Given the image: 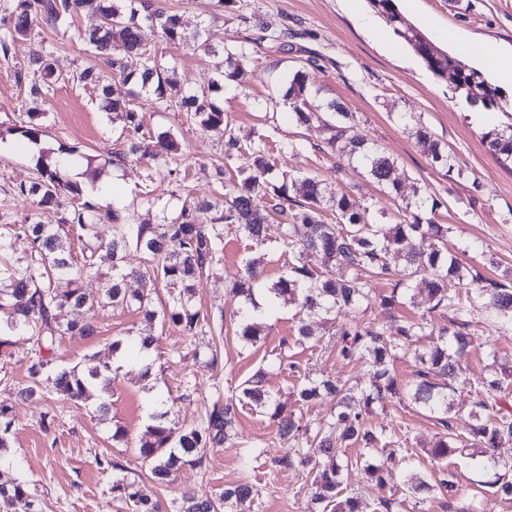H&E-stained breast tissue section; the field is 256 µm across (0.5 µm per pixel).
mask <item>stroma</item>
<instances>
[{"label": "stroma", "instance_id": "35a3bbf8", "mask_svg": "<svg viewBox=\"0 0 512 512\" xmlns=\"http://www.w3.org/2000/svg\"><path fill=\"white\" fill-rule=\"evenodd\" d=\"M154 2L178 14L186 28L208 26L216 43L227 48L245 44L256 37L257 24L265 25L268 40L255 46L252 62L234 81L235 91L223 97L222 105L238 136H247L253 127L265 123L288 138H305L309 147L305 156L279 159V167L296 166L319 173L357 200L372 203L374 218L380 224L389 223L404 200L412 197L414 188H421L441 202L436 218L451 228L449 251L462 254L487 277L512 271V170L504 168L482 140L488 127L503 121V114L471 111L452 83L432 76L411 50H390L385 44V26L372 30L361 20L371 12L367 0H231L223 8L218 7L217 0ZM397 4L416 27H423L430 19L456 30L464 39L488 42L505 53L512 51V0H397ZM97 22L96 16L87 14L42 26L30 38L15 42L8 58L0 57V223L19 220L26 214L27 203L14 196L13 190L32 180L36 163L14 131L18 115L27 107L15 75L30 57L48 49L60 71L99 67V60L79 38L80 32ZM141 35L162 65L177 66L180 80L167 90L168 108H159L147 98L140 101L143 111L151 115V124L172 129L184 159L178 178H157L156 192L173 208L188 189L199 196L218 194L214 175L224 158V133L198 126L176 103L188 88L208 86L219 59L193 44L166 41L148 26L142 27ZM311 56L316 62L307 72L320 100L342 102L356 117V133L376 141L394 158L395 176L403 185L401 195L384 192L364 170L338 166L336 158L318 152L323 141L320 127L305 129L289 123L288 109L270 85L268 74L288 73ZM44 110L42 147H74L87 155L124 148L120 123L102 111L91 87L76 82L58 85ZM420 125L454 154V173L432 164L418 148L415 131ZM76 171L84 189L102 204L112 187V175H119L132 186L126 205L135 208L139 218L156 220L157 210L140 204L147 162L127 163L115 173L82 165ZM251 253L247 241L226 233L221 263L196 286L198 308L223 318L217 367H206L203 358L196 356L200 337L173 327L157 331L152 384L144 385L137 365L125 362L106 395L111 405L108 421L99 419L91 401L75 403L55 395L39 402L26 399L22 390L29 383L31 340L17 335L12 346L0 349V403L11 406L16 420L9 458L0 464V482H26L33 494L32 502H18L15 512H133L113 499L111 486L116 474L99 469L96 457L105 453L118 459L125 477L150 487L138 444L157 398H174L173 417L194 424L204 418L217 394L228 393L263 368L267 371L266 388L285 410H294L291 393L297 377L269 367L281 355L342 380L367 382L366 360L348 363L333 353L294 344L296 321L288 307L268 321L256 345L241 341L235 316L238 303L230 289L242 259ZM488 256L498 261V268L485 265ZM110 274L109 263L99 264L97 271L83 280L89 308L62 312L65 321L93 317L98 332L91 338H67L55 352V364L83 367L91 357L101 364L114 363L113 340L134 336L141 328L143 318L137 311L97 308ZM470 333L472 342L465 361L470 381L488 373V351H495L499 362L512 364V333L495 332L483 309L474 310ZM367 420L373 427L406 438L409 451L404 468L425 474L437 471L438 465L428 453L442 432L435 419L410 405L375 408ZM118 425L126 429L127 441H113L112 432ZM252 443L263 448L265 459L246 468L242 457ZM286 450L268 417L242 410L235 436L223 447L208 449L205 469H181L155 495L163 512H175L182 495L218 494L225 485L247 480L257 485L259 494L246 512H318L302 472L269 474L267 459ZM482 479L478 471L459 467L461 499L480 501L484 512H512V499L494 494L492 488L483 486Z\"/></svg>", "mask_w": 512, "mask_h": 512}]
</instances>
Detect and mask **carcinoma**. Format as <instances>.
Listing matches in <instances>:
<instances>
[{"instance_id": "obj_1", "label": "carcinoma", "mask_w": 512, "mask_h": 512, "mask_svg": "<svg viewBox=\"0 0 512 512\" xmlns=\"http://www.w3.org/2000/svg\"><path fill=\"white\" fill-rule=\"evenodd\" d=\"M391 33L404 43L435 77L457 76L455 90L471 106L487 112H502L508 122L488 129L483 141L502 163L512 161V112L503 89L463 59L435 48L423 33L406 22L395 0H367ZM94 13L99 23L80 34V39L104 65L112 77L133 84L125 100L110 98V86L93 67L76 74V81L99 92L103 109L123 120L125 149L109 156H89L87 166H121L146 156L154 161L142 202L152 209L160 199L155 194L154 175L177 176L168 155L178 144L171 129L157 127L147 134V113L137 99L142 94L158 105L167 104L166 86L175 68L162 66L156 54L140 39L143 21H155L161 37L169 42H190L208 53H217L210 31L204 27L186 31L180 16L163 8L138 9L136 0L121 6L116 0H10L0 18V54L8 57L11 46L34 34L43 25ZM53 52L30 58L17 71V83L24 86L32 107L19 115L17 134L36 143L44 133V113L38 106L66 77L55 71ZM250 61L245 48L226 52L225 67L217 70L208 88L190 91L181 107L198 124L224 132V193L215 201L185 195L178 210L162 213L159 222H139L126 206H102L84 197L81 183L58 158L49 155L38 160L35 176L29 184L14 189V195L31 206L19 224H0V348L11 344L8 336L25 335L33 340L30 357V385L25 394L43 400L53 394L79 402L105 394L112 384V365L95 364L80 369L54 365L53 353L68 336L91 337L97 326L91 320L63 321L60 313L80 309L87 303L80 281L98 261L112 262V275L98 301L100 307L125 306L143 315L145 328L140 340L126 345L112 342V352L128 347L145 353L154 343L156 326L168 325L188 336L215 334L210 315L195 304V283L209 274L224 253V226L258 247L265 243L267 230L276 223L280 228V246L290 261L277 281H265L260 260L247 257L239 268L234 297L239 299L238 336L247 344L260 340L263 321L255 312L261 294L271 304L270 314L281 305L294 308L297 319L295 343H310L315 348L336 349V356L347 362L366 358L370 376L364 386L350 385L324 375L314 368L299 374L300 385L293 392L294 403L309 407L330 395L336 399V412L328 418L306 421L290 412L282 414L280 402L265 388L264 372L259 370L224 398L215 400L199 424L185 425L169 419V411L151 415L152 424L138 447L139 458L148 467L154 483L166 485L182 468H204L206 451L224 444L234 431L238 416L248 407L268 416L277 425L280 438L288 441L284 454L271 459V470H301L319 512H362L361 496H343V474L361 466L370 485L380 491L387 488L391 467L402 450L403 441L367 423V415L376 407L389 404L413 405L429 414L443 427L429 453L440 461L464 457L472 465L492 473L487 486L503 497H512V460L498 456L497 448L512 442V412L504 411L499 401L512 395V366L502 365L488 377L471 386L461 378V364L468 353L471 308L473 302L491 316L503 331H512V278L495 280L482 277L473 266L448 252L450 227L439 224L435 214L440 206L436 198L417 197L399 209L389 224L375 223L370 205L360 203L343 190H333L325 180L296 169L275 170L273 155L297 159L308 152L303 139L280 137L273 126L252 130L242 139L234 133L224 109L211 100V94L224 90ZM282 98L288 102V116L299 126L319 124L325 147L338 158L356 163L380 186L400 194L401 182L393 177L395 160L378 144L354 131V116L335 102L316 103V95L307 84L306 67L295 68L287 76H275ZM417 144L435 165L451 173L454 156L428 128L416 131ZM152 147L145 146V138ZM56 208L66 216L56 224H46L40 212ZM215 210L211 224L196 223V214ZM112 225V239L98 240L95 228ZM25 236L33 252L25 258H9L11 238ZM90 236L94 242L82 251V262L75 261L71 238ZM430 240L429 248L422 247ZM133 248L153 263L143 272L123 265L128 249ZM346 275L335 277L331 267ZM368 272L375 280L385 281L391 291L374 295L361 278ZM65 279L68 288L57 287ZM458 280L464 292L451 294L447 283ZM137 287H130V283ZM170 289V302L162 311L154 308L158 283ZM426 291L430 307L418 317L408 318L400 307L414 300L416 287ZM377 303L380 317L367 321L342 323L328 341L314 332V326L335 323L347 308L360 309ZM447 319L434 321L433 314ZM427 346L416 342L425 337ZM400 360L413 361V379L404 380L396 372ZM468 389L470 423L466 434L455 431L453 394L457 385ZM13 416L0 405V451L9 447ZM348 448H361L356 458L346 455ZM454 473L445 469L430 475L409 473L402 490L420 504L436 490L457 494ZM112 498L133 507L134 512H161L159 502L144 488L125 477L112 481ZM258 495L249 481L224 487L218 495H194L183 498L176 512H237V508ZM31 497L25 482L0 483V512H13L17 502Z\"/></svg>"}]
</instances>
